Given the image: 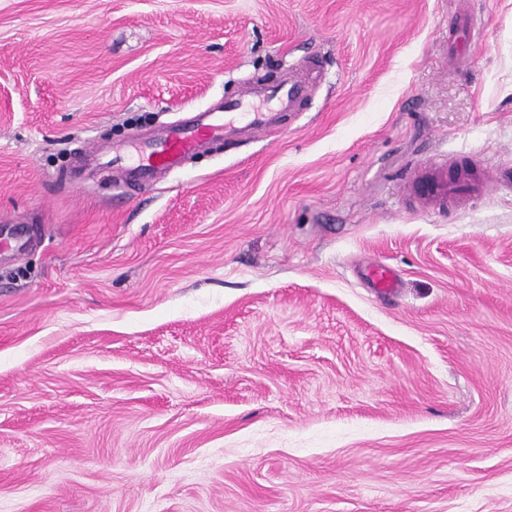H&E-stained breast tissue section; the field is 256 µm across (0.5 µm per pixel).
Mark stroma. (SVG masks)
I'll use <instances>...</instances> for the list:
<instances>
[{"instance_id":"obj_1","label":"stroma","mask_w":512,"mask_h":512,"mask_svg":"<svg viewBox=\"0 0 512 512\" xmlns=\"http://www.w3.org/2000/svg\"><path fill=\"white\" fill-rule=\"evenodd\" d=\"M303 61L274 126L74 174ZM502 169L512 0H0V512H512ZM483 183L467 174L449 176L448 168L432 163L410 184L411 197L426 208L448 209L477 194Z\"/></svg>"}]
</instances>
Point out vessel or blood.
<instances>
[{
    "label": "vessel or blood",
    "instance_id": "b4317fda",
    "mask_svg": "<svg viewBox=\"0 0 512 512\" xmlns=\"http://www.w3.org/2000/svg\"><path fill=\"white\" fill-rule=\"evenodd\" d=\"M268 124V113L252 110L250 98L243 96L225 101L221 111H206L170 126L153 139L133 136L128 147L113 150L112 163L128 172L131 185H146L158 173L179 169L186 157L205 143L232 133L244 135ZM482 187L481 181L469 175L452 176L446 167L432 163L412 180L410 195L423 207L445 209L472 197Z\"/></svg>",
    "mask_w": 512,
    "mask_h": 512
}]
</instances>
